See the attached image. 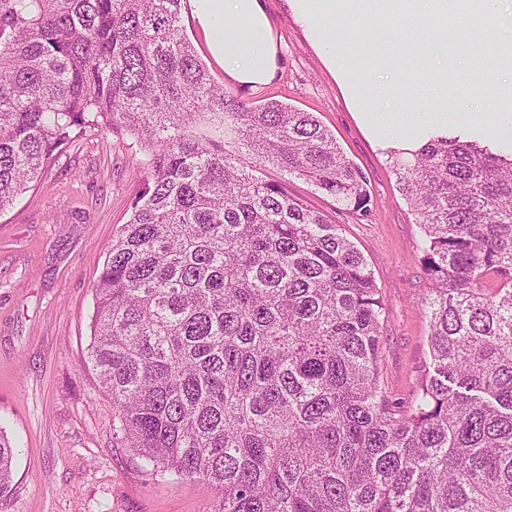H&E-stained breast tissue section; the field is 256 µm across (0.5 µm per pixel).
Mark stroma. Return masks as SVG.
Masks as SVG:
<instances>
[{
  "mask_svg": "<svg viewBox=\"0 0 512 512\" xmlns=\"http://www.w3.org/2000/svg\"><path fill=\"white\" fill-rule=\"evenodd\" d=\"M282 39L279 71L266 87L228 85L257 105L279 100L314 113L367 179L369 216L358 217L289 181L291 194L323 212L366 259L386 306L381 385L407 405L428 354L424 233L399 188L387 152L401 136L373 138L348 92L325 65L285 0H264ZM356 65L380 82L392 61L388 34L368 23L349 32ZM474 89L448 115V134L512 147V125L494 123L501 95ZM146 156L132 136L83 129L58 153L37 186L0 212V429L18 448L0 512H209L203 484L151 470L112 429L110 397L85 367L94 314L92 286L132 205L146 191Z\"/></svg>",
  "mask_w": 512,
  "mask_h": 512,
  "instance_id": "35a3bbf8",
  "label": "stroma"
}]
</instances>
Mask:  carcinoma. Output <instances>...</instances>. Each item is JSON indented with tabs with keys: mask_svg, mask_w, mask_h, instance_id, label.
Wrapping results in <instances>:
<instances>
[{
	"mask_svg": "<svg viewBox=\"0 0 512 512\" xmlns=\"http://www.w3.org/2000/svg\"><path fill=\"white\" fill-rule=\"evenodd\" d=\"M181 2L0 0V212L85 126L147 155L87 361L125 444L215 491L211 512H512V157L391 152L432 285L430 362L393 404L372 273L287 185L366 216V177L313 113L217 84ZM13 459L0 429V495Z\"/></svg>",
	"mask_w": 512,
	"mask_h": 512,
	"instance_id": "carcinoma-1",
	"label": "carcinoma"
}]
</instances>
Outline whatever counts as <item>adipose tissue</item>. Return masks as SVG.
<instances>
[{
  "label": "adipose tissue",
  "instance_id": "1",
  "mask_svg": "<svg viewBox=\"0 0 512 512\" xmlns=\"http://www.w3.org/2000/svg\"><path fill=\"white\" fill-rule=\"evenodd\" d=\"M187 5L225 81L255 89L272 82L281 44L262 0H188Z\"/></svg>",
  "mask_w": 512,
  "mask_h": 512
}]
</instances>
